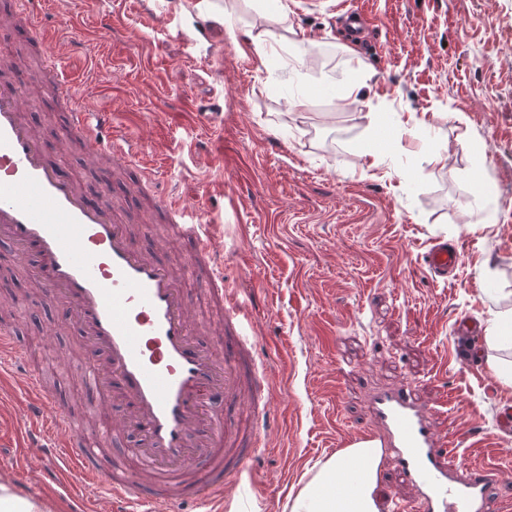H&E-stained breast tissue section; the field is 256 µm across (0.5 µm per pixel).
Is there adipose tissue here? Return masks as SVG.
Masks as SVG:
<instances>
[{
	"mask_svg": "<svg viewBox=\"0 0 512 512\" xmlns=\"http://www.w3.org/2000/svg\"><path fill=\"white\" fill-rule=\"evenodd\" d=\"M380 459L379 448L360 440L318 462L290 499L289 512H380Z\"/></svg>",
	"mask_w": 512,
	"mask_h": 512,
	"instance_id": "obj_1",
	"label": "adipose tissue"
}]
</instances>
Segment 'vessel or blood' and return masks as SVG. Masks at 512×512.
I'll list each match as a JSON object with an SVG mask.
<instances>
[{
    "label": "vessel or blood",
    "mask_w": 512,
    "mask_h": 512,
    "mask_svg": "<svg viewBox=\"0 0 512 512\" xmlns=\"http://www.w3.org/2000/svg\"><path fill=\"white\" fill-rule=\"evenodd\" d=\"M0 23L35 30L50 88L72 100L61 142H78L102 173L137 170L133 192L148 198L149 219H161L188 243L194 267L188 277L137 248L109 194L90 202L60 162L47 160L44 138L25 121L23 96L1 55L0 238L14 246L17 259H33L46 298L65 306L78 326L88 347L83 383L98 405L125 406L119 420L100 415L93 430H84L34 369L30 345L12 323L0 321V382L11 368H23L29 397L11 418L18 445L40 448L42 480L69 500L72 512H89L86 486L101 489L121 512L142 502L149 512H178L184 503L215 512L225 488L244 482L252 459L267 447L274 392L257 355L251 311L240 289L224 279L209 198L187 206L159 191L139 164L140 141L119 133L111 113L75 105L32 0H21ZM424 262L450 278L458 248L436 243ZM189 280L194 290H187ZM220 400L245 403L247 423L219 415ZM444 405L440 399L422 408L405 386L379 393L370 438L415 489L413 512H496L497 471L468 462L433 426ZM124 433L131 441L123 460L109 462L111 439Z\"/></svg>",
    "instance_id": "b4317fda"
}]
</instances>
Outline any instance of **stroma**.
Here are the masks:
<instances>
[{"label":"stroma","mask_w":512,"mask_h":512,"mask_svg":"<svg viewBox=\"0 0 512 512\" xmlns=\"http://www.w3.org/2000/svg\"><path fill=\"white\" fill-rule=\"evenodd\" d=\"M216 2L38 7L78 98L144 144L164 190L193 205L210 189L225 277L235 286L240 269L252 274L259 356L276 391L271 449L251 465L256 512H286L309 468L375 426L373 396L405 383L423 404L447 396L436 429L474 464L494 465L499 498L512 502V430L497 423L512 387L491 367L487 340L479 365L451 357L456 314L488 325L512 295V0H350L370 20L364 47L342 36L336 0H318L290 12L296 49L276 48L263 66L249 37L290 0H241L229 23ZM177 14L213 22L207 62L176 34ZM354 83L357 99L343 103ZM297 96L304 106L290 107ZM212 104L223 129L202 117ZM25 107L48 133V158L64 157L98 191L97 169L79 149L61 155L49 134L64 117L55 93L37 85ZM128 181L116 174L112 190L137 245L189 264L187 243L144 223ZM479 193L493 200L495 223H485ZM444 241L460 252L447 283L422 263ZM488 267L496 279L484 278ZM10 296L46 382L92 425L75 330L58 327L37 283H7L0 299Z\"/></svg>","instance_id":"1"}]
</instances>
